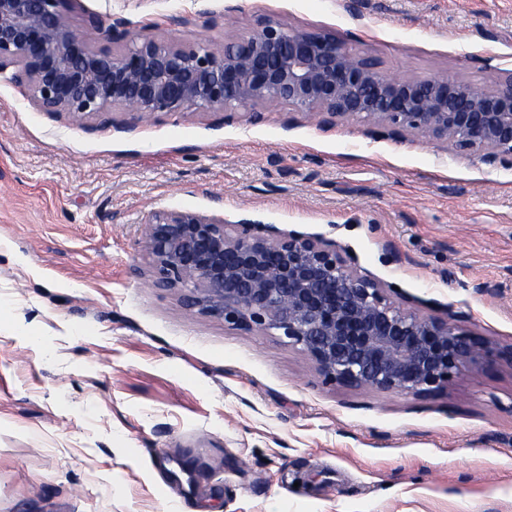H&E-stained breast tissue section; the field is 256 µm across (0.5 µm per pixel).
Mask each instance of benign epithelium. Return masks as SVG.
<instances>
[{
    "mask_svg": "<svg viewBox=\"0 0 512 512\" xmlns=\"http://www.w3.org/2000/svg\"><path fill=\"white\" fill-rule=\"evenodd\" d=\"M66 0H0V73L44 112L85 118L115 106L157 113L278 102L317 111L324 125L367 123L512 160V77L495 86L443 76L393 77L329 33L267 21L220 47L129 39L126 22L86 25L113 53L77 35ZM155 283L180 292L189 310L250 331L273 329L337 384L400 395L443 388L457 373L499 357V347L438 316L393 305L321 238L271 225L226 224L191 211H155L145 221Z\"/></svg>",
    "mask_w": 512,
    "mask_h": 512,
    "instance_id": "7a95c632",
    "label": "benign epithelium"
}]
</instances>
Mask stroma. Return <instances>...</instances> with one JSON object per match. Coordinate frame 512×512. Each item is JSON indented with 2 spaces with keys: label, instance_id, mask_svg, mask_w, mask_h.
<instances>
[{
  "label": "stroma",
  "instance_id": "35a3bbf8",
  "mask_svg": "<svg viewBox=\"0 0 512 512\" xmlns=\"http://www.w3.org/2000/svg\"><path fill=\"white\" fill-rule=\"evenodd\" d=\"M132 36L271 20L387 74H512V0H70ZM319 237L396 305L512 346V166L280 104L79 119L0 75V512H512V360L428 395L325 382L154 285L143 222Z\"/></svg>",
  "mask_w": 512,
  "mask_h": 512
}]
</instances>
